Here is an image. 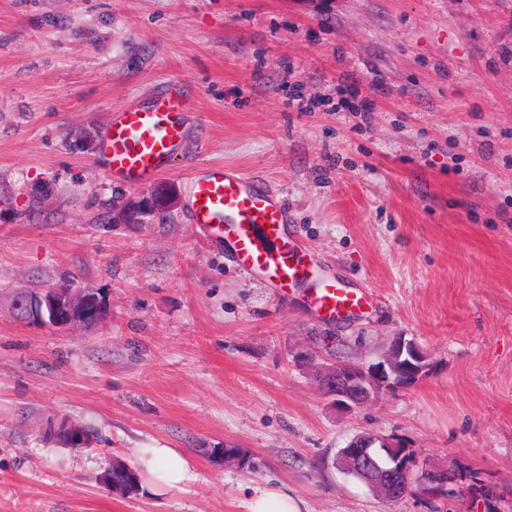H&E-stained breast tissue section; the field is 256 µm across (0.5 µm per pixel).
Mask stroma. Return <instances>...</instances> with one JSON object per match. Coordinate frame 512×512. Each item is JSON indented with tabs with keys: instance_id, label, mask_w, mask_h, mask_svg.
<instances>
[{
	"instance_id": "1",
	"label": "stroma",
	"mask_w": 512,
	"mask_h": 512,
	"mask_svg": "<svg viewBox=\"0 0 512 512\" xmlns=\"http://www.w3.org/2000/svg\"><path fill=\"white\" fill-rule=\"evenodd\" d=\"M173 80L188 144L158 179L113 182V113ZM208 165L275 187L366 313L325 320L208 242L185 192ZM158 182L167 223L111 222ZM62 281L107 317L12 316L15 291ZM399 336L423 379L353 412L319 389L316 369ZM65 423L91 445L62 443ZM364 433L453 467L447 512H512V0H0V512H248L271 485L309 512H434L342 473ZM162 447L190 480L113 494L114 461Z\"/></svg>"
}]
</instances>
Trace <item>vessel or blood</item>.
I'll use <instances>...</instances> for the list:
<instances>
[{"mask_svg": "<svg viewBox=\"0 0 512 512\" xmlns=\"http://www.w3.org/2000/svg\"><path fill=\"white\" fill-rule=\"evenodd\" d=\"M186 136L185 102L173 86L150 105L116 112L101 153L113 179L132 187L165 172ZM185 188L192 223L228 244L240 271L262 274L284 293L303 290L312 308L329 320L364 312L367 295L315 269L307 246L288 232L287 209L266 185L226 165L193 171Z\"/></svg>", "mask_w": 512, "mask_h": 512, "instance_id": "vessel-or-blood-1", "label": "vessel or blood"}]
</instances>
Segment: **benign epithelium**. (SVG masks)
I'll return each instance as SVG.
<instances>
[{
  "label": "benign epithelium",
  "instance_id": "benign-epithelium-1",
  "mask_svg": "<svg viewBox=\"0 0 512 512\" xmlns=\"http://www.w3.org/2000/svg\"><path fill=\"white\" fill-rule=\"evenodd\" d=\"M175 196L172 186L160 183L150 193L128 200L112 223L153 224L158 215L171 214ZM12 310L30 323L60 329L96 324L108 313L95 293L68 284L19 291L13 296ZM428 370L426 355L419 346L398 336L384 360L368 367L338 361L321 369L319 382L325 391L332 392L337 405L352 410L368 405L384 391L419 381ZM389 448L397 450L400 445L376 435L365 441L359 435L347 447V454L368 481L378 482L377 491L391 501L400 498V477L405 472L412 473L414 462L401 452L396 454L395 464L382 463L381 453ZM454 481L455 471L451 468L446 480L424 470L414 492L431 499L445 498L447 485Z\"/></svg>",
  "mask_w": 512,
  "mask_h": 512
}]
</instances>
